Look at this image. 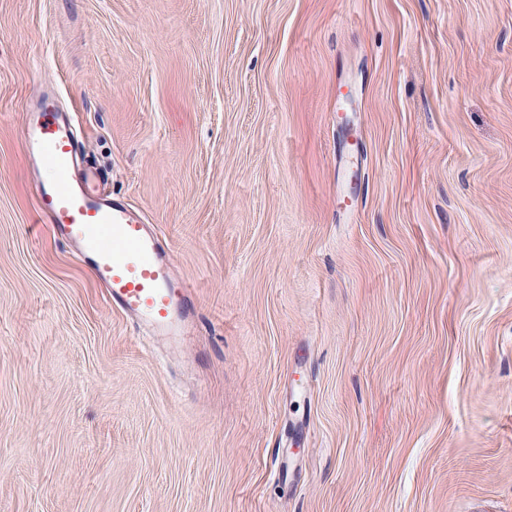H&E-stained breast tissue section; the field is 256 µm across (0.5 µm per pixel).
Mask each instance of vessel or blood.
I'll return each mask as SVG.
<instances>
[{"label": "vessel or blood", "mask_w": 512, "mask_h": 512, "mask_svg": "<svg viewBox=\"0 0 512 512\" xmlns=\"http://www.w3.org/2000/svg\"><path fill=\"white\" fill-rule=\"evenodd\" d=\"M22 143L42 175L35 185L36 222L89 261L112 307L157 336L182 335L188 284L174 276L172 255L129 203L95 191L77 176L79 151L72 120L48 90L26 109Z\"/></svg>", "instance_id": "1"}]
</instances>
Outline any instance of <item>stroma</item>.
Returning <instances> with one entry per match:
<instances>
[{"label":"stroma","instance_id":"1","mask_svg":"<svg viewBox=\"0 0 512 512\" xmlns=\"http://www.w3.org/2000/svg\"><path fill=\"white\" fill-rule=\"evenodd\" d=\"M46 87L179 340L35 223ZM0 512H512V0H0Z\"/></svg>","mask_w":512,"mask_h":512}]
</instances>
